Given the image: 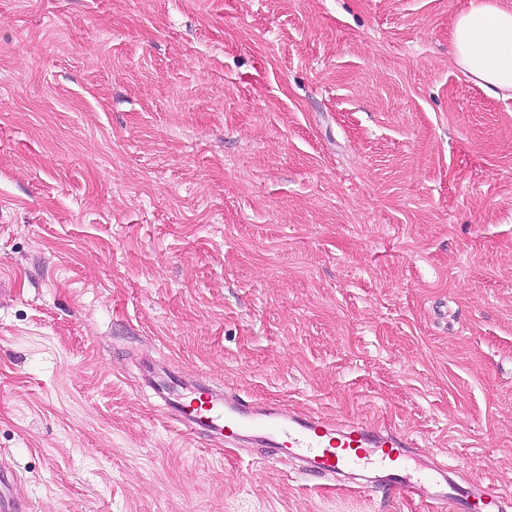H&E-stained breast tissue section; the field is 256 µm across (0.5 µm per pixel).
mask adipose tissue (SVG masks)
Instances as JSON below:
<instances>
[{"mask_svg":"<svg viewBox=\"0 0 512 512\" xmlns=\"http://www.w3.org/2000/svg\"><path fill=\"white\" fill-rule=\"evenodd\" d=\"M454 64L494 97H512V7L469 0L451 34Z\"/></svg>","mask_w":512,"mask_h":512,"instance_id":"ef3b65f1","label":"adipose tissue"}]
</instances>
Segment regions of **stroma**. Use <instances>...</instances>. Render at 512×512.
Returning a JSON list of instances; mask_svg holds the SVG:
<instances>
[{
    "label": "stroma",
    "mask_w": 512,
    "mask_h": 512,
    "mask_svg": "<svg viewBox=\"0 0 512 512\" xmlns=\"http://www.w3.org/2000/svg\"><path fill=\"white\" fill-rule=\"evenodd\" d=\"M468 0H0V474L22 512H432L188 435L143 367L512 490V98ZM451 41L454 64L493 97H512V7L469 0Z\"/></svg>",
    "instance_id": "35a3bbf8"
}]
</instances>
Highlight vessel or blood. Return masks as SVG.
<instances>
[{"label":"vessel or blood","mask_w":512,"mask_h":512,"mask_svg":"<svg viewBox=\"0 0 512 512\" xmlns=\"http://www.w3.org/2000/svg\"><path fill=\"white\" fill-rule=\"evenodd\" d=\"M159 388L172 394V417L188 433L206 430L229 446L262 444L275 449L276 459L302 461L305 475L338 478L359 492L385 487L437 512H504L502 489L462 479L418 452L407 434L228 394L204 378L187 385L171 375Z\"/></svg>","instance_id":"vessel-or-blood-1"}]
</instances>
